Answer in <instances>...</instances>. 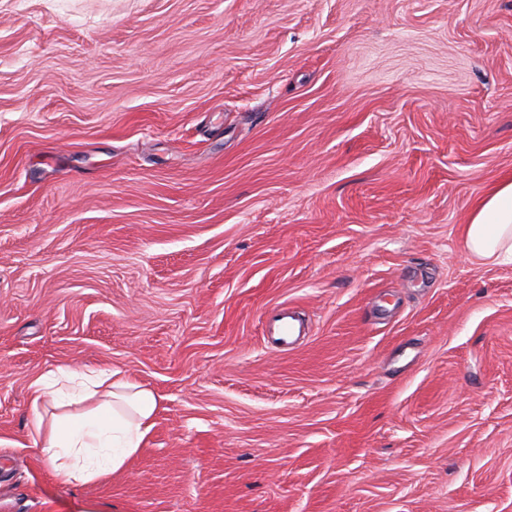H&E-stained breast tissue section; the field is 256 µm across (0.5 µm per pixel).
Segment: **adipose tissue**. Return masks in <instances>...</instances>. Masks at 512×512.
Masks as SVG:
<instances>
[{
    "instance_id": "1",
    "label": "adipose tissue",
    "mask_w": 512,
    "mask_h": 512,
    "mask_svg": "<svg viewBox=\"0 0 512 512\" xmlns=\"http://www.w3.org/2000/svg\"><path fill=\"white\" fill-rule=\"evenodd\" d=\"M462 237L468 255L512 264V182L477 207ZM34 432L46 461L76 484L123 470L155 426L159 395L109 369L58 368L33 384Z\"/></svg>"
}]
</instances>
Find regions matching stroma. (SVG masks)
<instances>
[{"instance_id":"obj_1","label":"stroma","mask_w":512,"mask_h":512,"mask_svg":"<svg viewBox=\"0 0 512 512\" xmlns=\"http://www.w3.org/2000/svg\"><path fill=\"white\" fill-rule=\"evenodd\" d=\"M507 180L512 0H0V512H512ZM65 366L161 397L84 485ZM462 237L467 254L484 263L512 264V182L489 194L477 207ZM268 336L278 345L279 348H288L293 345V338L302 332L305 333V326L301 322L299 329L294 322L288 308L279 309L271 321H266Z\"/></svg>"}]
</instances>
